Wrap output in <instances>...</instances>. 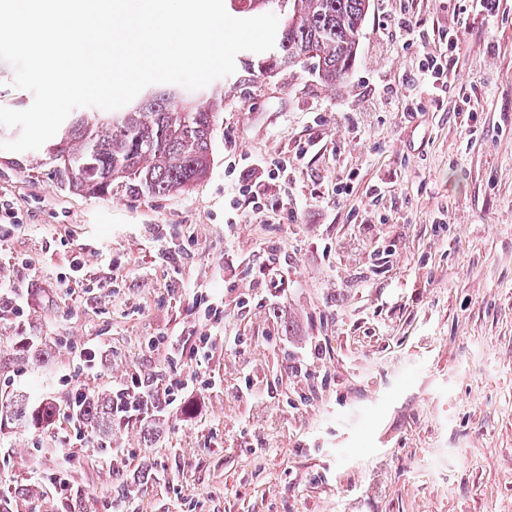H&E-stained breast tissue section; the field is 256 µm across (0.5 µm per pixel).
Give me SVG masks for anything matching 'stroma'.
I'll list each match as a JSON object with an SVG mask.
<instances>
[{"label":"stroma","instance_id":"obj_1","mask_svg":"<svg viewBox=\"0 0 512 512\" xmlns=\"http://www.w3.org/2000/svg\"><path fill=\"white\" fill-rule=\"evenodd\" d=\"M408 6L425 32L466 31L448 93L409 115L365 113L383 92L402 102L418 65L417 47L379 29L382 11ZM254 58L239 53L219 79L212 168L185 191L79 194L42 150L2 149L20 130L0 126V199L20 217L0 224V282L29 293L23 312L0 309V393L61 404L134 372L194 374L151 342L200 331L194 294L210 288L266 405L250 408L237 352L217 346L207 371L222 383L195 413L167 415L149 443L139 423L113 427L81 454L71 512H104L124 490L138 512H512V0L488 24L464 0L377 2L333 88L311 64L267 78ZM315 131L325 150L296 160ZM243 155L263 167L238 166ZM284 163L277 208L225 224L232 186ZM344 176L347 195L312 204ZM77 258L78 286L59 287ZM22 336L34 357L19 358ZM91 339L105 366L65 385L71 346ZM311 342L321 351L300 367ZM64 429L0 425V481L13 488L0 512H56L27 490L33 467L54 468ZM108 448L125 449L122 464L106 465Z\"/></svg>","mask_w":512,"mask_h":512}]
</instances>
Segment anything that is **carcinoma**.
<instances>
[{
	"mask_svg": "<svg viewBox=\"0 0 512 512\" xmlns=\"http://www.w3.org/2000/svg\"><path fill=\"white\" fill-rule=\"evenodd\" d=\"M260 14L275 5L287 10L276 50L257 62L260 74L312 59L323 85L334 88L351 70L372 0H234ZM223 90L212 87L191 99L179 91L152 96L124 112H73L48 146L56 175L70 168L68 186L88 195L122 188L134 194L166 195L208 174L212 138ZM50 404L32 407L20 394L0 398V425L40 429L53 421ZM83 420L95 437L112 435V394L88 397Z\"/></svg>",
	"mask_w": 512,
	"mask_h": 512,
	"instance_id": "obj_1",
	"label": "carcinoma"
}]
</instances>
